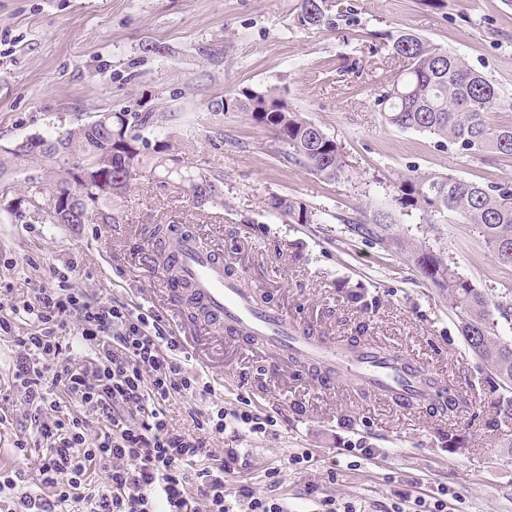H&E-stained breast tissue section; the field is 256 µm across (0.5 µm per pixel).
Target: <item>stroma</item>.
<instances>
[{"label": "stroma", "instance_id": "stroma-1", "mask_svg": "<svg viewBox=\"0 0 512 512\" xmlns=\"http://www.w3.org/2000/svg\"><path fill=\"white\" fill-rule=\"evenodd\" d=\"M349 11L331 25L303 27L297 0H0V148L53 136L99 112L134 107L168 113L150 140L180 145L183 163L224 182L223 205L194 208L190 193L143 176L111 224L73 229L24 209L0 219V304L23 306L50 286V271L73 266L74 281L96 298H118L157 315L177 337L187 364L207 374L226 410L276 417L272 431L227 429L219 449L245 448L247 479L266 493L265 472L281 471L288 512H317L328 495L357 512H392L402 494L445 497L448 512H512V423L484 427L499 391L488 366L465 344L445 292L424 278L406 252L349 232L341 219L382 210L405 241L444 252L482 292L507 297L512 267L499 264L478 228L449 218L432 229L400 214L398 174L452 173L484 184L512 180V161L476 159L431 136L385 124L375 106L381 88L405 67L374 39L412 32L462 56L498 88L512 123V7L503 0H328ZM244 87L276 88L336 141L344 176L327 181L283 161L271 133L240 112H212L211 100ZM288 195L322 210L320 224H289L267 211ZM192 224L195 232L265 293L299 327L335 343L351 337L393 348L466 391L467 407L441 419L398 412L356 381L332 391L298 377L291 363L263 348L225 343L212 333L193 344V324L174 306L149 258L146 229ZM363 288L368 308L348 293ZM464 436L449 447L442 433ZM384 456H354L356 442Z\"/></svg>", "mask_w": 512, "mask_h": 512}]
</instances>
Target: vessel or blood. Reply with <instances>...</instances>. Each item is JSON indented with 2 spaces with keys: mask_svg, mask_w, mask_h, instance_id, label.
Instances as JSON below:
<instances>
[{
  "mask_svg": "<svg viewBox=\"0 0 512 512\" xmlns=\"http://www.w3.org/2000/svg\"><path fill=\"white\" fill-rule=\"evenodd\" d=\"M170 253L178 271V282L171 288L173 298L186 306L204 304L226 341L249 337L279 358L316 363V381L326 390L353 379L402 409L422 408L437 398L438 390L426 379L421 363L385 355L374 344H330L307 335L275 306L257 301L241 275L226 269L223 259L199 236L176 238Z\"/></svg>",
  "mask_w": 512,
  "mask_h": 512,
  "instance_id": "vessel-or-blood-1",
  "label": "vessel or blood"
}]
</instances>
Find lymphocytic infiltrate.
Wrapping results in <instances>:
<instances>
[{"label": "lymphocytic infiltrate", "mask_w": 512, "mask_h": 512, "mask_svg": "<svg viewBox=\"0 0 512 512\" xmlns=\"http://www.w3.org/2000/svg\"><path fill=\"white\" fill-rule=\"evenodd\" d=\"M52 278L26 306L0 305V337L19 349L11 388L34 427L16 435L15 452L26 462L0 470V491L34 480L43 487L22 494L15 512H233L225 492L232 478L249 512H288L275 494L278 469L266 471L270 491L260 495L245 478L250 452L212 447L229 424L262 434L273 417L226 412L210 382L185 366L178 341L156 316L90 297L67 273L56 270ZM24 319L33 328L20 336L15 329ZM77 347L90 357H73ZM178 396L207 403L189 409L191 428L174 426L167 415ZM92 418L100 429L91 436Z\"/></svg>", "instance_id": "f902f5d3"}]
</instances>
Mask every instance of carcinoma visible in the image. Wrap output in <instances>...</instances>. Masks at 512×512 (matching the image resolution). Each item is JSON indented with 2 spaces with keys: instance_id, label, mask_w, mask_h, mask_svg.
<instances>
[{
  "instance_id": "cac0c4a2",
  "label": "carcinoma",
  "mask_w": 512,
  "mask_h": 512,
  "mask_svg": "<svg viewBox=\"0 0 512 512\" xmlns=\"http://www.w3.org/2000/svg\"><path fill=\"white\" fill-rule=\"evenodd\" d=\"M297 20L303 27L328 20L327 0H298ZM392 53L407 61L404 72L375 98L387 125L415 131L447 142L459 150L486 158L512 159V124L491 122L492 112L503 106L498 88L472 69L458 54L442 49L411 32L387 35ZM213 112H242L269 130L279 145L281 157L324 180H336L346 163L336 141L319 125L292 110L275 90L243 88L210 102ZM170 116L153 110L100 112L76 128L41 141L56 148L46 154L36 144L18 143L0 154V180L26 164H52L55 187L49 210L41 207L44 188L30 186L27 204L33 211L46 212L52 224H91L115 220L112 199L121 198L142 176L146 165L175 189L207 194L208 201L224 204L223 181L193 166H174L169 152L175 145L151 142L145 133L156 130ZM395 200L404 215L417 213L428 224H441L452 214L461 222L476 225L497 260L512 267V183L485 185L451 173H409L394 182ZM268 212L276 219L295 224L321 223L320 210L290 196H272ZM356 235L377 245L406 248L394 237L392 216L378 212L370 219L342 217ZM172 225L155 224L150 231L151 260L173 273L165 256ZM410 257L425 278L448 291V305L461 320V333L468 348L490 368L499 395L496 416L484 422L494 431L512 420V343L503 339L498 319L512 325V309L486 296L459 276L442 252L413 248Z\"/></svg>"
}]
</instances>
